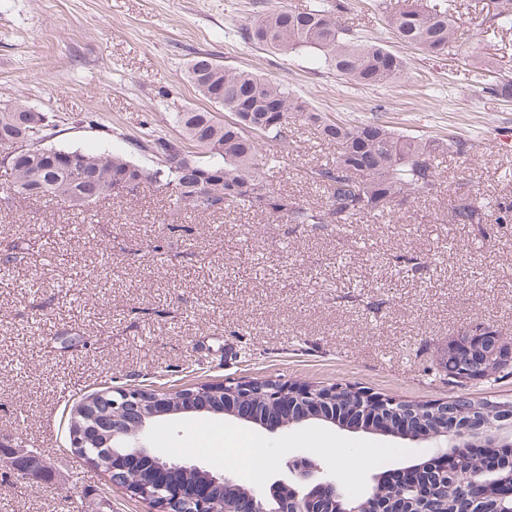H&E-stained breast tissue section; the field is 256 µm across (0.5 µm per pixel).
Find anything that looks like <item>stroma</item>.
<instances>
[{"label":"stroma","instance_id":"1","mask_svg":"<svg viewBox=\"0 0 512 512\" xmlns=\"http://www.w3.org/2000/svg\"><path fill=\"white\" fill-rule=\"evenodd\" d=\"M511 0H454L458 37L442 56L400 43L373 0H349L351 34L377 39L407 62L386 86L347 83L312 53L283 55L238 31L259 11L315 0H0V106L45 114L46 146L121 153L152 168L136 140H176L173 113L206 107L186 76L193 56L286 86L329 119H375L421 138L471 143L437 157L440 191L350 224L304 228L237 210L172 212L147 187L72 210L48 200L0 206V436L51 469L18 475L0 447V512H148L73 452L68 417L81 396L110 388L178 390L230 379L350 383L413 402L452 394L441 362L469 324L512 337V223L454 224L455 194L512 203V28L489 19ZM272 184L323 205L310 166L334 144L293 129ZM169 458L215 472L229 456L265 448L272 480L304 453L352 489L370 476L435 456L433 443L314 424L268 431L221 416L168 417L152 431ZM226 455H214L210 443Z\"/></svg>","mask_w":512,"mask_h":512}]
</instances>
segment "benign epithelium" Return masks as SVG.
I'll return each mask as SVG.
<instances>
[{"instance_id": "obj_1", "label": "benign epithelium", "mask_w": 512, "mask_h": 512, "mask_svg": "<svg viewBox=\"0 0 512 512\" xmlns=\"http://www.w3.org/2000/svg\"><path fill=\"white\" fill-rule=\"evenodd\" d=\"M485 326L469 325L460 330L452 348L476 359L482 377L485 366L497 359L512 358V340L496 343L493 349L474 350L485 337ZM342 385L322 389L303 383L280 387L268 380L236 381L232 387L217 385L206 390H180L179 401L170 400L163 391L130 388L113 391L112 398L80 413L82 421L72 428V448L83 456L94 448L99 458L112 464V486L134 500L150 497L158 502L155 512H240L239 499L250 503L249 512H428L427 501L419 494L417 484L410 490L404 483L382 484L371 477L367 492L353 496L344 489L336 476L325 471L312 457L292 455L285 461L288 474L259 489L245 488L228 473H214L199 465H186L165 458L152 446L151 433L155 421L167 416L224 415L240 423H250L267 429L290 428L307 423H327L352 432H374L411 441H439L443 454H462L477 443L486 455H496L498 448L512 447V413L495 418H471L461 422L440 421L446 407L439 403H424L419 414L403 424L400 432L388 431L374 423L363 424L361 416L352 412L344 419L336 418L330 405L332 394ZM180 473L198 481L206 492L201 496H172L161 485L151 482L148 475L134 469L139 462ZM471 484L496 482L512 487V471L499 463L473 474Z\"/></svg>"}]
</instances>
